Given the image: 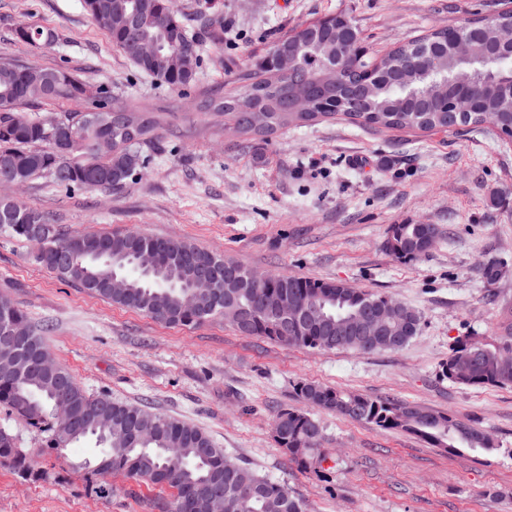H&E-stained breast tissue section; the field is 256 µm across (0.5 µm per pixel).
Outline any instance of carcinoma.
I'll return each instance as SVG.
<instances>
[{
    "label": "carcinoma",
    "instance_id": "obj_1",
    "mask_svg": "<svg viewBox=\"0 0 512 512\" xmlns=\"http://www.w3.org/2000/svg\"><path fill=\"white\" fill-rule=\"evenodd\" d=\"M92 22L104 30L115 45L143 73L173 90L189 86L195 72L176 64L174 55H199V41L189 36L176 0H82ZM139 13L142 41L156 46L158 53L138 54L129 31L132 11ZM205 34L215 47L224 44L223 12L203 2ZM307 33L294 30L272 43L258 57L249 82L233 88L220 100L204 99L203 112L224 118L245 139L262 143L283 128L305 123L298 113L287 111L291 89L298 78H313L340 64L337 49L345 43L354 52L362 38L351 19L334 15L317 19ZM460 33L474 42L471 65L476 87L470 109L448 120V101L455 92L438 102L431 112L421 111V102L449 85L458 62L452 53L453 37ZM491 28L475 21L467 28L450 29L437 37L426 35L409 41L426 45L438 60L431 69H420L402 79L396 76V51L378 62L352 57L346 74L350 82L375 86V95L356 111L345 93L333 91L317 102L312 121L342 116L375 130L447 131L456 127L479 126L485 113L499 122L497 130L512 138V93L504 81L512 77V57L498 61L485 58ZM17 41L52 47L54 30L31 26L15 30ZM294 48L299 66L296 74L275 73L273 56L281 49ZM256 94L260 113L256 122L248 113L238 112L235 101ZM103 88L81 81L62 69H31L0 60V181L8 180L7 169L26 183L45 173L52 183L66 189H118L144 168L142 147L152 142L157 123L150 112L129 109L108 123L90 122L91 112L104 111ZM34 101H71L92 110L63 114L62 127L53 135L38 120L16 121V110ZM68 141V153L61 155L56 140ZM17 216L0 229L14 237L33 239V225L26 216L46 228L41 254L36 262L57 278L74 283L87 293L138 311L169 326L194 327L222 318L244 336H256L283 346L311 350L348 349L358 353L400 350L417 334L419 315L407 308L405 317L391 324V341L367 345L353 334L338 340V330L351 329L368 305L387 299L362 288H347L336 280H317L293 274L277 275L259 288L245 287L250 270L237 265L239 276L226 279L210 290L197 289L199 310L183 309L184 294L190 291L195 265L206 260L218 270L234 261L214 255L180 239H168L155 248L159 238L138 232H57L53 217L23 202L14 205ZM433 224H392L388 227L386 249L398 260H415L427 252L437 238ZM123 276L128 287L111 288V273ZM16 324L27 337L11 346L0 345V406L24 420L41 435L42 455L61 457L72 445L95 440L98 453L78 465L98 477L95 493L112 494L108 478L123 476L148 487L174 490L172 512H305L303 502L282 483L257 475L230 460L199 427L178 419L150 413L139 406L112 400L107 395L91 396L29 323L27 314L12 298L0 292V328ZM441 376L455 384L479 387L512 385V310L503 315L499 333L492 343L473 336H461L450 347L441 364ZM297 398L307 406L334 411L352 421L385 430H405L427 439L438 448L456 453L463 448L487 452L497 446L480 430L445 413L348 393L313 381L294 385ZM77 413L99 409L96 420L65 423L58 417V404ZM272 436L276 447L301 467H307L319 451L322 428L302 409H284L276 418ZM0 463L9 464L25 480L43 476L38 462L20 448L7 428H0Z\"/></svg>",
    "mask_w": 512,
    "mask_h": 512
}]
</instances>
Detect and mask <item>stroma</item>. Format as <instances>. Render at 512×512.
<instances>
[{
	"instance_id": "obj_1",
	"label": "stroma",
	"mask_w": 512,
	"mask_h": 512,
	"mask_svg": "<svg viewBox=\"0 0 512 512\" xmlns=\"http://www.w3.org/2000/svg\"><path fill=\"white\" fill-rule=\"evenodd\" d=\"M224 45L204 46L194 82L168 88L141 73L96 27L80 0H0V57L65 69L101 84L109 101L157 113L145 166L120 189L65 190L37 176L0 182L53 215L60 233L135 230L186 239L257 271L344 280L415 310L402 350L370 354L287 348L229 323L172 327L90 296L34 260V243L0 230V290L28 315L57 359L94 396L106 395L203 429L225 453L284 483L307 512H512V387H465L440 375L455 338L493 341L512 309V140L491 127L379 133L342 119L277 132L255 147L199 111L252 71L289 31L327 15L359 28L369 56L434 29L462 27L512 0H218ZM53 29L50 49L16 41L18 24ZM408 222L440 234L419 259H395L387 229ZM493 264L495 282L483 276ZM432 408L473 424L498 452L452 456L420 437L312 408L323 453L300 467L272 439L276 414L298 407L294 386ZM44 475L0 464V512H169L171 492L114 478L112 496L73 464L93 442L42 455L38 432L0 410Z\"/></svg>"
}]
</instances>
